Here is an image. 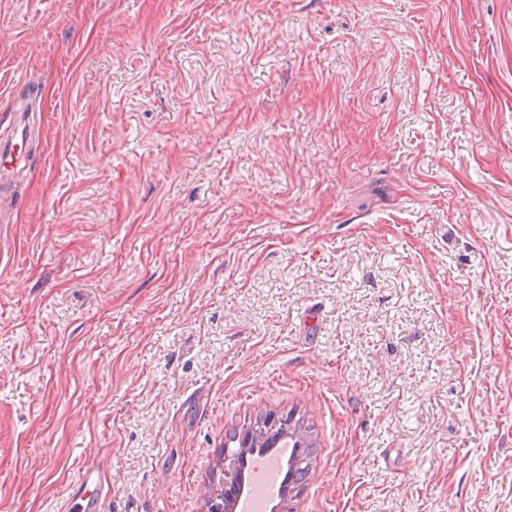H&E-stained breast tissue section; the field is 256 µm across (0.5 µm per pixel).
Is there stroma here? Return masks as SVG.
<instances>
[{
	"instance_id": "1",
	"label": "stroma",
	"mask_w": 512,
	"mask_h": 512,
	"mask_svg": "<svg viewBox=\"0 0 512 512\" xmlns=\"http://www.w3.org/2000/svg\"><path fill=\"white\" fill-rule=\"evenodd\" d=\"M0 512H512V0H0ZM270 419L271 417L259 415L253 421H250V424L252 425V427L255 428L256 431V435L253 439V447H250L252 441V434L248 431V429L243 426L242 429L238 432L237 439H240L242 447L245 448L242 451L243 457L247 453H253L254 448H258V451L261 452H263L267 448H270L266 447V444L269 442L270 437V434L268 433L269 428L267 427ZM286 417L288 420L292 421V427L289 433L292 435V437L295 438V440L292 443V448H294V451L288 458L289 460L291 457H293L294 461L292 462V464L287 463L288 473L291 476H296V478L301 479L302 476H305L309 470V448H313L312 442L310 435L308 434V430H306V428L303 426V423H300L299 419L294 420L289 415H287ZM298 448H300L299 452L297 451ZM298 457H301V461L305 463L303 467L298 465V463L296 462V459ZM218 461L216 466L219 467L220 465V468L224 470V493L216 494L219 496L218 498L214 496L212 499L208 500V504L205 505L206 509L204 510L206 512L229 511V506H233L235 500L243 492L242 483L236 478L238 469L236 455L229 448H226L225 451L222 449ZM221 501H224V505H228L226 509ZM77 484L78 491L66 500L63 512H103L109 486L100 467L94 463L86 465Z\"/></svg>"
}]
</instances>
